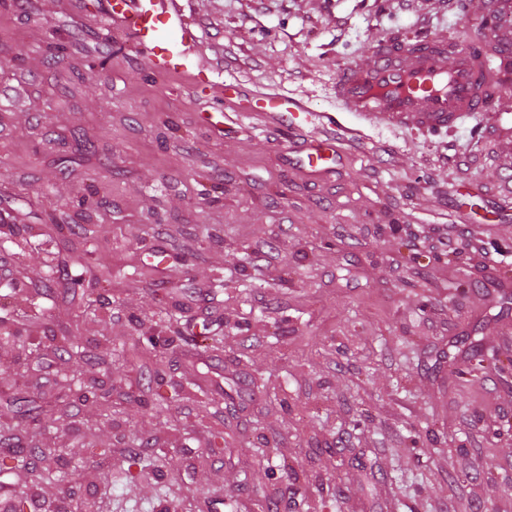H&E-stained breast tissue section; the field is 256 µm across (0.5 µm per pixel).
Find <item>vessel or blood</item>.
<instances>
[{"label": "vessel or blood", "instance_id": "obj_1", "mask_svg": "<svg viewBox=\"0 0 512 512\" xmlns=\"http://www.w3.org/2000/svg\"><path fill=\"white\" fill-rule=\"evenodd\" d=\"M110 30L122 32L156 74H190L193 84L207 88L214 71L193 66L190 55L199 36L187 23L181 0H100ZM497 25L486 46L458 51L443 36L379 41L365 65L336 73L333 90L340 112L373 124L409 122L428 131L453 126L475 112H494L497 101L512 95V0H495ZM258 112L287 127L289 145L315 170L337 156L332 130L337 115L318 114L281 93H257ZM499 125L512 124V114L494 112Z\"/></svg>", "mask_w": 512, "mask_h": 512}]
</instances>
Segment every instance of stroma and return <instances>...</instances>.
I'll return each instance as SVG.
<instances>
[{"mask_svg": "<svg viewBox=\"0 0 512 512\" xmlns=\"http://www.w3.org/2000/svg\"><path fill=\"white\" fill-rule=\"evenodd\" d=\"M98 2L0 0V415L64 407L31 441L63 482L2 469L11 502L512 512V133L487 112L436 133L351 116L361 136L316 176L250 97L335 112L340 67L385 38L469 49L485 0H182L193 63L221 71L206 90L150 72ZM87 235L112 279L72 295ZM156 452L166 471L114 477Z\"/></svg>", "mask_w": 512, "mask_h": 512, "instance_id": "35a3bbf8", "label": "stroma"}]
</instances>
